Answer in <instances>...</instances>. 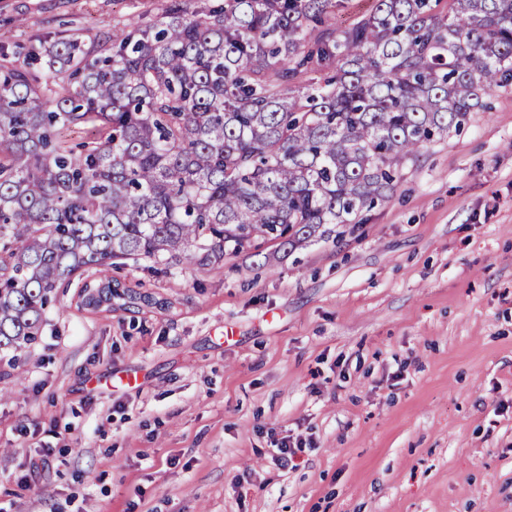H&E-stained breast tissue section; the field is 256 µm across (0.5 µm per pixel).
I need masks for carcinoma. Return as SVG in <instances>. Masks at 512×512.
<instances>
[{"mask_svg":"<svg viewBox=\"0 0 512 512\" xmlns=\"http://www.w3.org/2000/svg\"><path fill=\"white\" fill-rule=\"evenodd\" d=\"M170 0L91 45L0 47V399L57 288L133 304L128 259L209 271L290 253L388 200L420 149L512 84V0ZM85 134L81 149L65 132ZM349 8L343 12H336L332 15L329 22L336 29L347 27L357 16L371 11L374 7V0H349Z\"/></svg>","mask_w":512,"mask_h":512,"instance_id":"obj_1","label":"carcinoma"}]
</instances>
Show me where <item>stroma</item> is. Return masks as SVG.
Listing matches in <instances>:
<instances>
[{
  "label": "stroma",
  "mask_w": 512,
  "mask_h": 512,
  "mask_svg": "<svg viewBox=\"0 0 512 512\" xmlns=\"http://www.w3.org/2000/svg\"><path fill=\"white\" fill-rule=\"evenodd\" d=\"M167 2L0 0V46ZM111 276L153 302L58 289L0 400V512H512V84L339 237Z\"/></svg>",
  "instance_id": "1"
}]
</instances>
